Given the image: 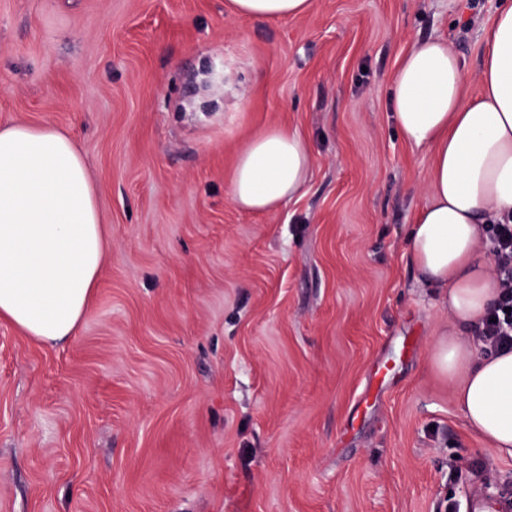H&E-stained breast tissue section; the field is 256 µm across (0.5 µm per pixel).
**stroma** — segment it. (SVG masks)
Returning <instances> with one entry per match:
<instances>
[{
	"label": "stroma",
	"mask_w": 512,
	"mask_h": 512,
	"mask_svg": "<svg viewBox=\"0 0 512 512\" xmlns=\"http://www.w3.org/2000/svg\"><path fill=\"white\" fill-rule=\"evenodd\" d=\"M499 0H0V124L67 131L111 251L46 349L0 324V512H448L512 489L431 365L448 313L404 256L430 158L388 107L447 40L469 98ZM270 125L314 154L275 212L231 200ZM229 10L255 20L299 17L308 14L313 0H227Z\"/></svg>",
	"instance_id": "stroma-1"
}]
</instances>
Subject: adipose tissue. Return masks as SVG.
<instances>
[{"mask_svg":"<svg viewBox=\"0 0 512 512\" xmlns=\"http://www.w3.org/2000/svg\"><path fill=\"white\" fill-rule=\"evenodd\" d=\"M255 20L308 14L314 0H227ZM479 99L447 41L414 46L401 59L390 105L403 140L431 155L428 203L408 231L405 255L439 288L448 329L433 367L455 388L465 424L499 457L512 458V349L476 356L464 338L481 328L502 288L486 250L492 224L512 214V0H501L477 73ZM311 144L272 125L237 157L236 207L269 213L306 185ZM97 190L76 142L49 124L0 125V320L47 346L69 341L90 313L110 251Z\"/></svg>","mask_w":512,"mask_h":512,"instance_id":"obj_1","label":"adipose tissue"}]
</instances>
